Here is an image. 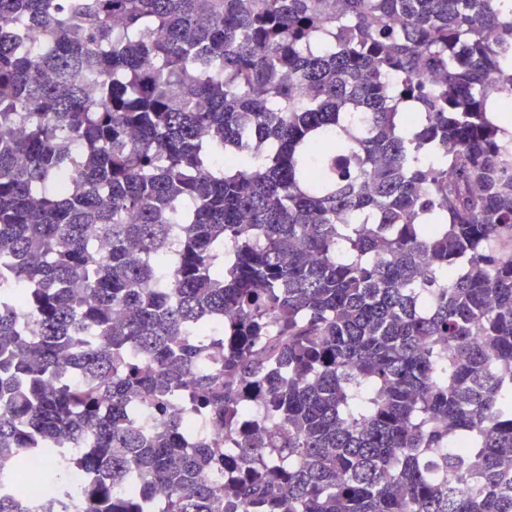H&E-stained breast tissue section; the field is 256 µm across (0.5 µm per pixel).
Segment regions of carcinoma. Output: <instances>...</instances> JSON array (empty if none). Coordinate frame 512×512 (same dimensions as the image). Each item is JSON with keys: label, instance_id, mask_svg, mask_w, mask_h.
<instances>
[{"label": "carcinoma", "instance_id": "obj_1", "mask_svg": "<svg viewBox=\"0 0 512 512\" xmlns=\"http://www.w3.org/2000/svg\"><path fill=\"white\" fill-rule=\"evenodd\" d=\"M510 123L512 0H0V512H512ZM47 472L45 461L36 459L28 476L30 495L25 500L17 503L19 512H47L46 506L54 504L52 512H78L74 507V500L66 495L58 494L53 485L45 479Z\"/></svg>", "mask_w": 512, "mask_h": 512}]
</instances>
